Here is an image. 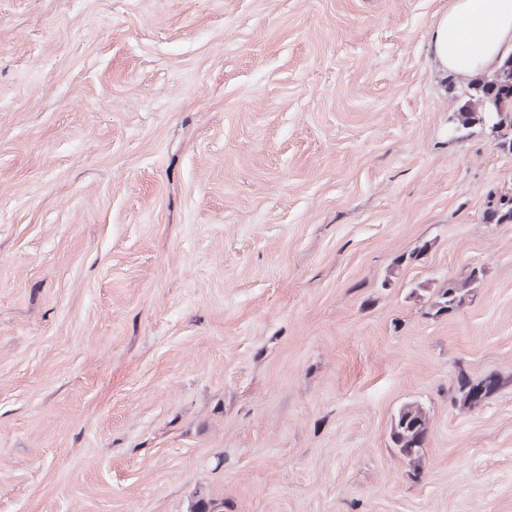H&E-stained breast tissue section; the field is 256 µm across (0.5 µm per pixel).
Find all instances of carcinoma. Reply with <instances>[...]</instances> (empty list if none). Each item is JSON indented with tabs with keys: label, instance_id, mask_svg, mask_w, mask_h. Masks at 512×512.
<instances>
[{
	"label": "carcinoma",
	"instance_id": "1",
	"mask_svg": "<svg viewBox=\"0 0 512 512\" xmlns=\"http://www.w3.org/2000/svg\"><path fill=\"white\" fill-rule=\"evenodd\" d=\"M461 96L463 104L456 116L458 126L464 129L476 121L485 120L491 123L497 138L503 143L509 142L512 147V55L507 56L490 75L469 79ZM488 209L495 217V223H512V194L501 193L491 197ZM469 292L467 283L450 280L439 289L431 308L437 314L455 310L469 297ZM489 380L492 384L487 386L482 379L469 386L457 385L459 402L470 407L483 402L500 385L496 376L489 377ZM428 433L429 416L414 402L402 404L391 419L390 441L410 467L418 466ZM190 512H224V501L200 493Z\"/></svg>",
	"mask_w": 512,
	"mask_h": 512
}]
</instances>
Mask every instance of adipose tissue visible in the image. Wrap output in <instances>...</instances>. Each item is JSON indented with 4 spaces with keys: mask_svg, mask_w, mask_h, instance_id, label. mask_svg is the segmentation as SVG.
I'll return each instance as SVG.
<instances>
[{
    "mask_svg": "<svg viewBox=\"0 0 512 512\" xmlns=\"http://www.w3.org/2000/svg\"><path fill=\"white\" fill-rule=\"evenodd\" d=\"M427 52L437 71L481 74L512 54V0H454Z\"/></svg>",
    "mask_w": 512,
    "mask_h": 512,
    "instance_id": "ef3b65f1",
    "label": "adipose tissue"
}]
</instances>
